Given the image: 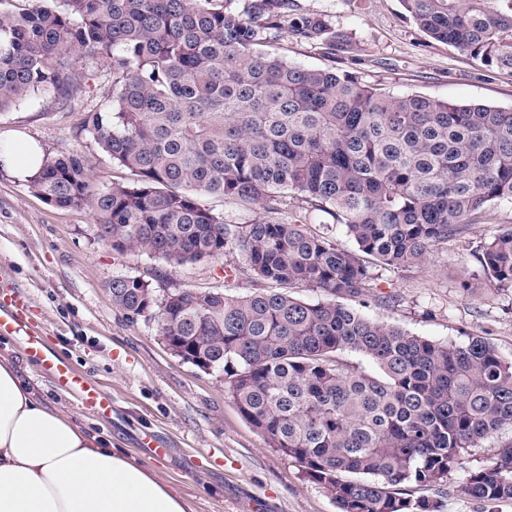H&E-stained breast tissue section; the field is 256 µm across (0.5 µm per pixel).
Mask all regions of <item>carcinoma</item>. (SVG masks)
Here are the masks:
<instances>
[{
    "label": "carcinoma",
    "instance_id": "obj_1",
    "mask_svg": "<svg viewBox=\"0 0 512 512\" xmlns=\"http://www.w3.org/2000/svg\"><path fill=\"white\" fill-rule=\"evenodd\" d=\"M0 0V110L79 90L73 55L112 63V95L83 130L134 180L98 188L73 149L28 180L58 207H86L119 254L170 265L242 258L246 294L176 288L163 302L138 276L112 279V305L224 373L245 420L335 500L339 512H436L411 498L442 485L469 450L512 427V361L482 336L442 343L339 302L371 288L361 255L393 268L512 202V108L394 96L352 74L268 50L289 0ZM433 40L512 69V0H401ZM296 36L318 38L304 18ZM257 210L228 224L197 195ZM354 247L305 230L310 209ZM474 293L512 288V224L475 255ZM301 289L331 300L308 303ZM369 357L379 374L342 359ZM461 492L512 500V441L471 470Z\"/></svg>",
    "mask_w": 512,
    "mask_h": 512
}]
</instances>
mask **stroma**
Listing matches in <instances>:
<instances>
[{
	"instance_id": "1",
	"label": "stroma",
	"mask_w": 512,
	"mask_h": 512,
	"mask_svg": "<svg viewBox=\"0 0 512 512\" xmlns=\"http://www.w3.org/2000/svg\"><path fill=\"white\" fill-rule=\"evenodd\" d=\"M304 17L320 19L327 32L312 42L284 29L273 50L293 64L332 66L396 96L512 107V71L430 39L399 0H290L289 21ZM72 66L80 90L64 100L43 96L0 110V141H32L49 157L76 149L98 188L129 183L131 173L81 127L84 113L102 104L111 88L112 67L88 56ZM505 224H512L508 203L440 245L426 264L397 270L371 262L374 288L355 299V307L439 342L482 336L512 359V288L474 295L461 286L463 273L477 269L476 250ZM242 265L236 255L171 266L145 254H118L101 241L89 209L58 208L0 168V268L26 293L29 315L50 351L111 395V415L99 416L58 392L25 358L18 337H1L0 355L15 359L51 405L151 469L193 512H337L330 494L244 420L222 374L183 362L154 325L126 321L108 291L112 278L138 276L158 289L245 293L250 284L238 272ZM510 439L507 428L484 440L447 482L428 489L438 512H512V501L489 508L460 491L468 471L489 464Z\"/></svg>"
}]
</instances>
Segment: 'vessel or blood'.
Segmentation results:
<instances>
[{
    "label": "vessel or blood",
    "mask_w": 512,
    "mask_h": 512,
    "mask_svg": "<svg viewBox=\"0 0 512 512\" xmlns=\"http://www.w3.org/2000/svg\"><path fill=\"white\" fill-rule=\"evenodd\" d=\"M0 288L8 291L6 301L0 303V335L24 337L27 356L32 361L45 363L60 389L76 395L84 406L107 409L110 405L109 399L76 373L68 359L60 356L47 357L40 338L28 333L27 325L22 318L26 297L13 287L9 273L0 271Z\"/></svg>",
    "instance_id": "1"
}]
</instances>
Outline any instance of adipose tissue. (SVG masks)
Returning <instances> with one entry per match:
<instances>
[{
  "instance_id": "obj_1",
  "label": "adipose tissue",
  "mask_w": 512,
  "mask_h": 512,
  "mask_svg": "<svg viewBox=\"0 0 512 512\" xmlns=\"http://www.w3.org/2000/svg\"><path fill=\"white\" fill-rule=\"evenodd\" d=\"M44 160L26 142L0 145V168L27 180ZM0 512H190L151 470L39 397L0 356Z\"/></svg>"
}]
</instances>
